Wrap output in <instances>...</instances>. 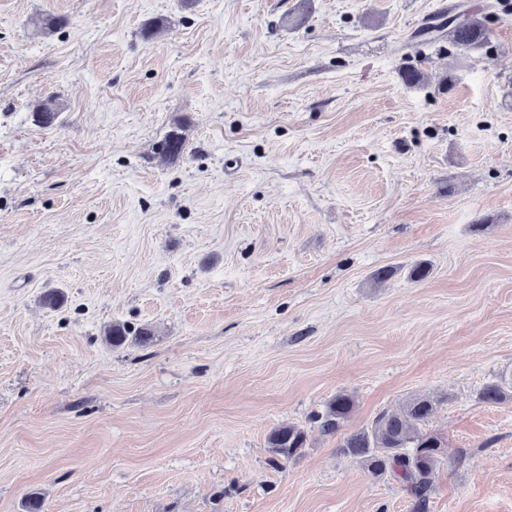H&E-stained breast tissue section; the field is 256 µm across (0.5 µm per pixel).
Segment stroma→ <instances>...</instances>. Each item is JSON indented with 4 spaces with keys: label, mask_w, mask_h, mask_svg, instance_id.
I'll return each mask as SVG.
<instances>
[{
    "label": "stroma",
    "mask_w": 512,
    "mask_h": 512,
    "mask_svg": "<svg viewBox=\"0 0 512 512\" xmlns=\"http://www.w3.org/2000/svg\"><path fill=\"white\" fill-rule=\"evenodd\" d=\"M466 2L472 50L408 45L437 0H0V512H413L339 392L439 398L426 512H512V0ZM182 126H176L158 143L156 155L160 161L168 162L184 156L187 140L182 133ZM354 399L351 395L338 393L324 406L323 411L315 412L312 423L318 432L324 436H336L350 418L354 409ZM308 439V432L296 425L282 424L275 427L267 439L270 461L274 465H280L299 457L307 447Z\"/></svg>",
    "instance_id": "1"
}]
</instances>
